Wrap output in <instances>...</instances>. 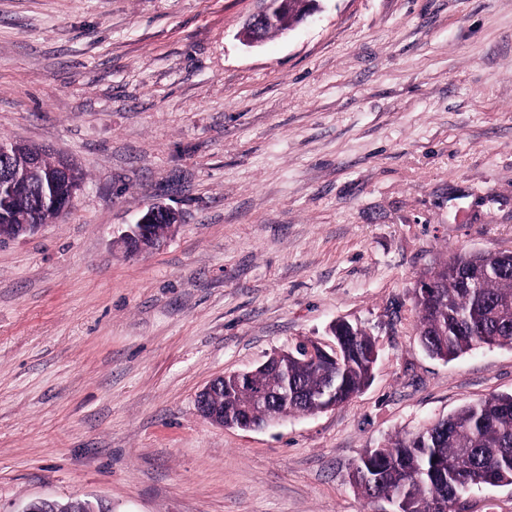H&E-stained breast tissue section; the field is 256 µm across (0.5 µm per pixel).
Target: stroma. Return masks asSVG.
I'll list each match as a JSON object with an SVG mask.
<instances>
[{
    "instance_id": "obj_1",
    "label": "stroma",
    "mask_w": 512,
    "mask_h": 512,
    "mask_svg": "<svg viewBox=\"0 0 512 512\" xmlns=\"http://www.w3.org/2000/svg\"><path fill=\"white\" fill-rule=\"evenodd\" d=\"M262 0H0V139L82 174L0 246V512H376L373 448L512 394V349L445 361L422 275L512 253V0H318L239 37ZM156 250L120 241L153 205ZM344 321L374 337L348 402L256 429L195 398ZM49 505L54 507V512H112L108 507L107 509L99 510L96 504L91 501H71L62 505L58 501L48 499L31 501L22 512H46L41 511V509ZM72 506H76L79 510H75Z\"/></svg>"
}]
</instances>
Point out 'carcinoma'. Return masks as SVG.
Wrapping results in <instances>:
<instances>
[{"mask_svg": "<svg viewBox=\"0 0 512 512\" xmlns=\"http://www.w3.org/2000/svg\"><path fill=\"white\" fill-rule=\"evenodd\" d=\"M55 167L35 147L0 156V183L10 185L8 199L15 210L41 223L49 220L41 207L44 191L67 198L73 189L68 179L53 185L46 181ZM425 279L431 293L416 297L423 349L452 360L486 346L512 348V253H455ZM375 350L372 337L355 328L345 333L342 361L336 365L309 360L299 348L291 356L282 353L277 364L285 366V374L272 368L224 381V421L263 420L269 407L256 399L258 386L274 392L288 386V399L276 405L278 412L312 414L311 404L296 393L315 396L333 386L336 404H343L368 385ZM369 453L352 475L365 499L402 496L405 512H429V504L439 497L444 512H455L457 495L477 487L481 478L512 485V394L467 403L448 417L447 428L424 426Z\"/></svg>", "mask_w": 512, "mask_h": 512, "instance_id": "cac0c4a2", "label": "carcinoma"}]
</instances>
